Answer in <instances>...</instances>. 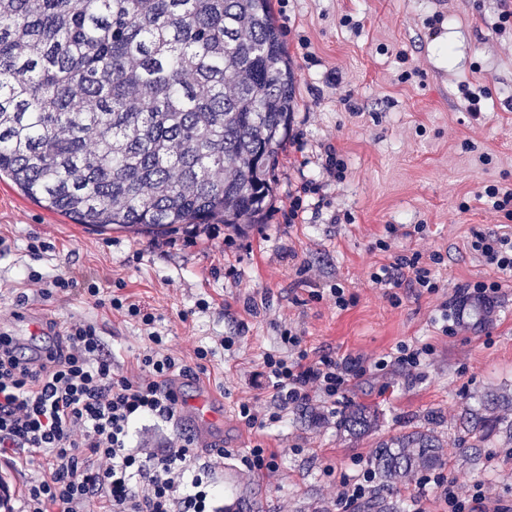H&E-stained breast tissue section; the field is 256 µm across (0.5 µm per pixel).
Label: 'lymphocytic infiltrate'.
<instances>
[{
  "label": "lymphocytic infiltrate",
  "instance_id": "obj_1",
  "mask_svg": "<svg viewBox=\"0 0 512 512\" xmlns=\"http://www.w3.org/2000/svg\"><path fill=\"white\" fill-rule=\"evenodd\" d=\"M471 248L484 265L512 277V231L476 232ZM441 261L436 252L427 258L418 252L401 255L373 279L390 291L409 287L435 293L439 287L433 267ZM27 285L18 303H25L32 292L45 300L59 292L93 303L100 300L96 277L84 273L48 280L32 271ZM501 289L497 281L457 288L440 304L441 333H453L462 304H495ZM109 305L150 328L137 376L115 369L96 326L83 317L49 322L53 334L36 355L25 354L14 338L0 332V455L34 452L21 461L30 478L8 512H92L98 501L110 503L112 512H224L212 467L199 463L193 436H183L180 445L160 453L137 446L146 425L160 429L175 419L179 398L172 382L192 375L193 369L172 352L167 336L154 330L155 316L145 306L119 297ZM284 342L287 351L263 359L269 415L261 416L248 403L239 406L248 428L264 429L267 420L316 396L336 403L369 370L415 371L433 352L429 343L405 346L397 356L367 363L330 352L309 356L294 335L285 336ZM433 483L443 512H512L506 506L487 508L481 487H474L466 499L447 475L435 476Z\"/></svg>",
  "mask_w": 512,
  "mask_h": 512
}]
</instances>
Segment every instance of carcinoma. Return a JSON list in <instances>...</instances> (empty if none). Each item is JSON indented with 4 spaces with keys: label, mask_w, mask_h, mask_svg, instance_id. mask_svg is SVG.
I'll return each mask as SVG.
<instances>
[{
    "label": "carcinoma",
    "mask_w": 512,
    "mask_h": 512,
    "mask_svg": "<svg viewBox=\"0 0 512 512\" xmlns=\"http://www.w3.org/2000/svg\"><path fill=\"white\" fill-rule=\"evenodd\" d=\"M273 0H0V177L98 228L233 226L263 213L294 74ZM466 410V435L500 429ZM356 404L339 429L370 432ZM429 427L379 443L392 483L440 461Z\"/></svg>",
    "instance_id": "cac0c4a2"
}]
</instances>
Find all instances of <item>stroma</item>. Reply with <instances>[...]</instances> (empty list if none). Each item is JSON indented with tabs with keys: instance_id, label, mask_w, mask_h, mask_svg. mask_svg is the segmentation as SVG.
<instances>
[{
	"instance_id": "obj_1",
	"label": "stroma",
	"mask_w": 512,
	"mask_h": 512,
	"mask_svg": "<svg viewBox=\"0 0 512 512\" xmlns=\"http://www.w3.org/2000/svg\"><path fill=\"white\" fill-rule=\"evenodd\" d=\"M294 72V108L285 152L256 224H187L176 232L112 233L75 224L0 179V310L17 305L29 270L65 269L97 277L105 291L145 304L174 349L193 360L214 349L203 371L228 411L221 433L227 463L255 445L275 455L273 470L247 474L243 512H342L343 477L372 464L379 440L433 422L444 444L440 472L460 497L483 483L490 506L512 504V440L491 436L461 445L462 415L489 395L512 393V279H498L470 249L473 232L499 229L483 199L490 184L512 183V27L498 31L492 0H273ZM362 20L360 35L344 16ZM407 64H399L398 52ZM487 90L479 118L466 112L461 83ZM341 162L325 170L329 150ZM394 224L399 235H390ZM40 245L38 254L30 246ZM440 252L438 293L400 291L391 300L373 275L394 256ZM501 280L493 311L468 308L453 334L433 322L460 285ZM349 305L336 307L330 288ZM23 306L63 320L92 321L115 368L138 375L146 332L109 307L67 293ZM294 332L309 355L333 352L367 361L399 346L430 343L419 370L371 376L343 403L313 399L256 431L238 417L243 402L266 403L251 385L268 352ZM232 336V350L221 337ZM378 408L374 433L341 436L347 405ZM422 472L379 485L353 512H436Z\"/></svg>"
}]
</instances>
